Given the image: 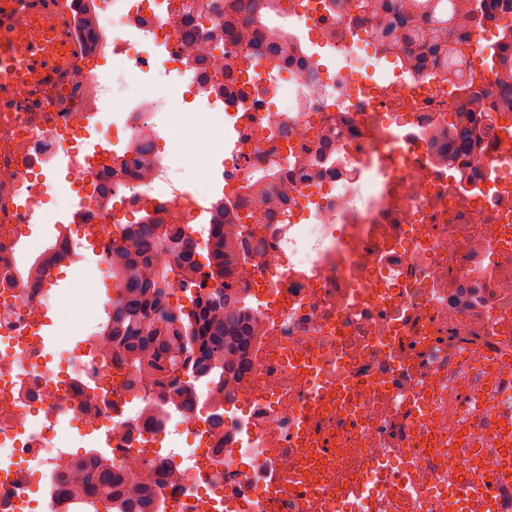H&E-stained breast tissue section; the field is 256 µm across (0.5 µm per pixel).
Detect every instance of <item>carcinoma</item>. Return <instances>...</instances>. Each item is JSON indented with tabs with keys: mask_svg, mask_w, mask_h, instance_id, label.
Masks as SVG:
<instances>
[{
	"mask_svg": "<svg viewBox=\"0 0 512 512\" xmlns=\"http://www.w3.org/2000/svg\"><path fill=\"white\" fill-rule=\"evenodd\" d=\"M381 40L382 52L410 69L430 68L443 79L462 76L464 58L471 45L475 22H495L509 31L492 50L489 71L494 82L470 81L461 108L466 112H497L512 106V67L503 64L512 56V13L501 0H346ZM271 0H235L224 14V35L239 50V62L256 59L253 39L266 32L265 60L280 62L286 43L267 22ZM255 211L265 216L274 199L288 195L272 190L253 192ZM218 220L212 224L202 265L181 249L178 224H130L112 244V269L119 278V297L112 305L101 336L111 349L122 353L127 385L146 386L172 381L188 370L189 386L170 390L168 404L176 412L190 411L198 401L195 383L224 386L227 376H243L250 367L246 349L255 335L253 318L244 313L233 278L244 271L243 257L253 232L233 222L234 213L218 203ZM202 274L215 288L190 297V307L172 311L171 289ZM61 483L87 512H163L164 498L134 470L119 474L104 453L90 450L77 470L63 467Z\"/></svg>",
	"mask_w": 512,
	"mask_h": 512,
	"instance_id": "cac0c4a2",
	"label": "carcinoma"
}]
</instances>
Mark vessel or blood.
Here are the masks:
<instances>
[{
    "label": "vessel or blood",
    "mask_w": 512,
    "mask_h": 512,
    "mask_svg": "<svg viewBox=\"0 0 512 512\" xmlns=\"http://www.w3.org/2000/svg\"><path fill=\"white\" fill-rule=\"evenodd\" d=\"M28 11L42 14L48 25L37 37L15 29L12 11L0 12V52L7 43L27 40L32 44L29 55L21 62H7L0 75V98L9 99L16 86L24 85L35 94L58 84L70 76L81 56L80 45L64 50V41L72 36L73 18L61 0H28ZM493 440L500 450V461L491 480L475 478L460 487L462 505L482 501L485 512H497V491L500 484L512 483V421L498 420L492 426Z\"/></svg>",
    "instance_id": "vessel-or-blood-1"
}]
</instances>
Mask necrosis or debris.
Returning a JSON list of instances; mask_svg holds the SVG:
<instances>
[{"label":"necrosis or debris","mask_w":512,"mask_h":512,"mask_svg":"<svg viewBox=\"0 0 512 512\" xmlns=\"http://www.w3.org/2000/svg\"><path fill=\"white\" fill-rule=\"evenodd\" d=\"M283 2L274 26L290 46L329 48L327 62L240 68L226 0H67L72 16L108 21L85 67L40 99L14 90L0 110V512H26L36 489L41 512H77L55 480L76 459L64 424L109 433L112 465L166 480L167 512H460L449 443L465 433L486 446L483 470L495 466L487 425L466 419L476 392L490 417L512 416V375L493 371L512 363V190L501 186L512 113L466 121L458 81L359 77L355 12ZM95 60L103 79L87 68ZM159 71L171 95H116V83ZM176 104L207 151L237 113L221 198L237 217L255 182L290 186L234 277L262 330L219 431L206 408L177 420L132 408L99 331L53 362L44 332L57 300L35 285L41 266H78L89 249L110 269L116 211L183 225V248L205 247L218 198L169 182L168 155L142 148L183 135L160 124ZM486 124L455 153L461 127ZM142 154L144 175L132 163ZM62 185L84 209L76 237L46 208Z\"/></svg>","instance_id":"4bbe7bcc"}]
</instances>
